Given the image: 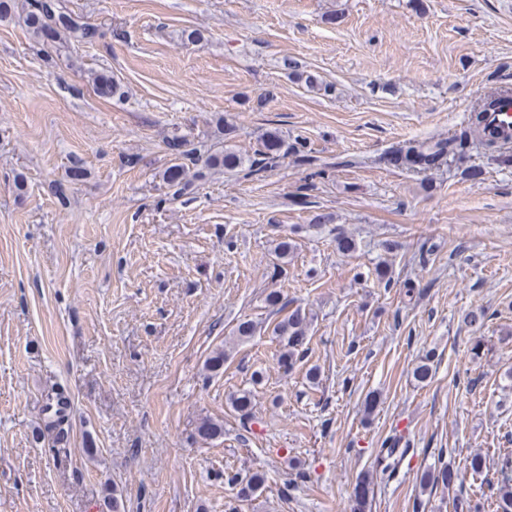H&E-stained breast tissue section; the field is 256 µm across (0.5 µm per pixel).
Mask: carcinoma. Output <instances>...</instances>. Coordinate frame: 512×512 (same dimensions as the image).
Here are the masks:
<instances>
[{
  "label": "carcinoma",
  "instance_id": "obj_1",
  "mask_svg": "<svg viewBox=\"0 0 512 512\" xmlns=\"http://www.w3.org/2000/svg\"><path fill=\"white\" fill-rule=\"evenodd\" d=\"M37 0H23L21 7L25 12V23L30 29L34 39L46 43L64 44L74 39L92 42L99 36L97 26L84 23L77 24L70 21L64 14L60 0H55L46 9L36 7ZM92 84L98 95L114 97L120 94L121 85L112 77L109 71L96 72L92 76ZM285 141L275 131L268 132L262 139L259 149L254 151V157L246 158L231 147L221 146L212 150L204 159L195 156V151L182 143V149L174 153L171 164L163 171L162 180L168 187L174 189L172 196H178L184 189V180L189 171L186 161L193 164L204 162L208 169L222 168L226 172H239L247 170V175L258 176L261 173L279 166L281 160L287 155L284 149ZM454 150V141L437 140L428 142L408 141L396 147L392 157L401 159L409 164L424 161L432 166L442 164L449 153ZM308 324L306 316L294 311L276 323L273 334L281 342L282 351L280 361L285 366L293 365L301 355L300 347L306 338ZM68 401L61 395H56V409L53 419L47 426L59 432H64V424L68 422ZM497 466L502 476L495 500V512H512V455L505 454L498 459ZM421 481L431 484H442L450 488L455 482V474L442 465L439 470L424 474Z\"/></svg>",
  "mask_w": 512,
  "mask_h": 512
}]
</instances>
